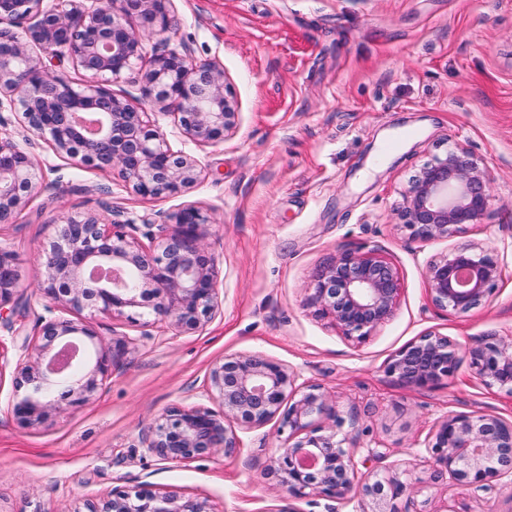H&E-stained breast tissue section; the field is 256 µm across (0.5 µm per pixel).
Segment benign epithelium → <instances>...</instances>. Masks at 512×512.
<instances>
[{"mask_svg":"<svg viewBox=\"0 0 512 512\" xmlns=\"http://www.w3.org/2000/svg\"><path fill=\"white\" fill-rule=\"evenodd\" d=\"M0 0V23L30 24L16 32L0 26V97L17 105L25 130L48 137L56 154L78 165L117 172L143 198L177 195L199 179L196 159L173 152L152 128L146 106H175L181 134L199 145L218 144L240 119L239 102L214 62L190 61L176 49L149 53L150 40L172 30L171 0ZM36 46L53 58H68L91 75L119 80L137 73L142 99L130 102L99 85L76 89L50 74L28 53ZM42 177L32 156L0 137V223L9 224ZM489 176L462 145L433 155L402 192L398 218L420 242L446 239L481 223L491 196ZM174 223L138 227L131 220L104 222L96 214L63 217L46 250L41 294L75 318L41 322L35 344L24 341L15 357L14 384L25 391L11 407L21 429L43 423L63 403L79 406L111 378L132 339L105 344L83 311L123 315L151 311L171 320L179 333L197 331L219 310L218 270L204 244L208 216L189 205ZM497 258L464 244L430 260L425 270L431 303L458 317L484 305L501 278ZM19 274L14 255L0 251V309L14 298ZM402 293L397 268L377 252L343 250L313 276L311 304L338 332L357 343L395 315ZM487 384L512 392V341L487 336L463 351L447 336L429 331L399 349L385 372L399 384L421 389L454 375L463 357ZM289 366L260 354L234 352L211 368L208 389L222 408L175 406L141 438L142 452L183 462L222 450L233 455L236 430L274 421L288 432L271 471L287 499L309 495L358 499L361 512H399L411 484L381 472L386 453L367 450L357 462L337 439L330 394L322 386L296 384ZM425 451L449 478L475 491L512 485V422L488 414L448 416L425 442ZM367 467L359 475L358 465ZM84 512H210L204 500H182L148 488L112 489L89 500Z\"/></svg>","mask_w":512,"mask_h":512,"instance_id":"7a95c632","label":"benign epithelium"}]
</instances>
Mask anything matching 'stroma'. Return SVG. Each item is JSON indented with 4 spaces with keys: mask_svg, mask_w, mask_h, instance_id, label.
<instances>
[{
    "mask_svg": "<svg viewBox=\"0 0 512 512\" xmlns=\"http://www.w3.org/2000/svg\"><path fill=\"white\" fill-rule=\"evenodd\" d=\"M175 38L195 62L216 61L239 102L223 143L183 138L170 111L149 118L172 150L193 156L189 191L145 199L109 172L80 168L24 131L0 102V135L19 143L42 178L0 247L13 252L19 286L11 328L0 330V512H79L113 488L148 487L206 501L210 512H277L271 457L277 423L242 433L232 456L168 462L142 455L141 434L174 406L219 410L208 373L231 352L290 366L331 394L357 456L390 450L384 464L412 468L404 512H512V485L475 492L438 473L424 442L456 413L512 421V393L480 381L468 363L431 388L399 385L389 358L427 331L461 347L512 339V0H173ZM460 144L485 165L491 206L477 228L428 243L398 227L401 193L431 154ZM193 204L209 217L221 306L190 335L151 313L94 314L99 335L137 344L107 385L23 430L11 405L13 358L46 314L38 292L44 251L60 217L111 215L170 223ZM478 242L503 276L487 303L458 317L432 305L429 260ZM375 250L397 268L402 295L392 320L368 340L341 336L309 303L312 274L336 251Z\"/></svg>",
    "mask_w": 512,
    "mask_h": 512,
    "instance_id": "obj_1",
    "label": "stroma"
}]
</instances>
